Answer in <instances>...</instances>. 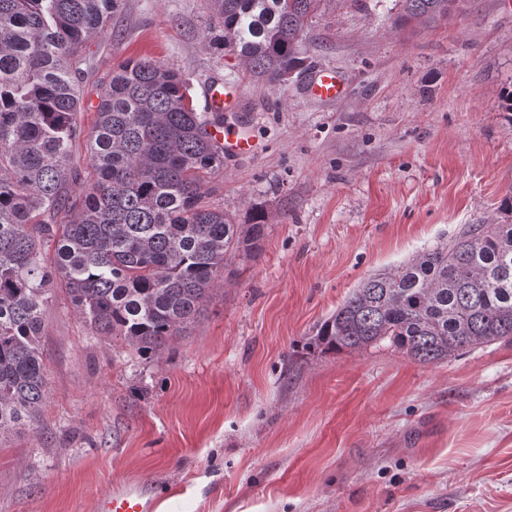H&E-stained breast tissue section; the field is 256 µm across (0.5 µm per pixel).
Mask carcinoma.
I'll list each match as a JSON object with an SVG mask.
<instances>
[{"label": "carcinoma", "mask_w": 512, "mask_h": 512, "mask_svg": "<svg viewBox=\"0 0 512 512\" xmlns=\"http://www.w3.org/2000/svg\"><path fill=\"white\" fill-rule=\"evenodd\" d=\"M224 49L277 86L305 65L300 47L321 0H211ZM396 28L448 17L455 0H400ZM119 0H0V433L35 420L46 388L41 338L62 290L99 336L145 358L193 322L240 251L261 246L266 215L244 223L203 202L224 171L188 83L128 59L78 124L83 46ZM85 138L90 170L75 167ZM69 219L57 223L60 214ZM512 342V222L472 224L394 272L364 278L308 349L340 354L386 342L423 363Z\"/></svg>", "instance_id": "1"}]
</instances>
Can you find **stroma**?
Instances as JSON below:
<instances>
[{
	"instance_id": "35a3bbf8",
	"label": "stroma",
	"mask_w": 512,
	"mask_h": 512,
	"mask_svg": "<svg viewBox=\"0 0 512 512\" xmlns=\"http://www.w3.org/2000/svg\"><path fill=\"white\" fill-rule=\"evenodd\" d=\"M399 0H323L306 66L276 87L224 51L210 0H121L82 49L90 128L113 66L180 73L196 110L214 79L254 148L207 205L268 218L201 314L152 359L96 335L63 292L45 311L46 390L0 441V512H96L140 486L157 512H512V342L422 364L390 348H304L369 274L512 212V0L392 30ZM340 72L333 100L306 89ZM308 92L321 99L341 97L346 88L340 75L332 70H315L308 78Z\"/></svg>"
}]
</instances>
